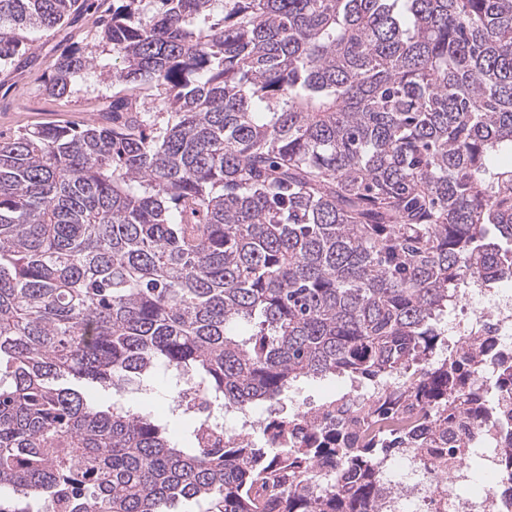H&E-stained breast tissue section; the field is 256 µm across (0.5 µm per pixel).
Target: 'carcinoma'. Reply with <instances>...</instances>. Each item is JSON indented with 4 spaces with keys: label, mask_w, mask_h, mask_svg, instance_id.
Wrapping results in <instances>:
<instances>
[{
    "label": "carcinoma",
    "mask_w": 512,
    "mask_h": 512,
    "mask_svg": "<svg viewBox=\"0 0 512 512\" xmlns=\"http://www.w3.org/2000/svg\"><path fill=\"white\" fill-rule=\"evenodd\" d=\"M88 2L0 0V67ZM94 24L42 90L94 74L101 119L0 134V512H374L380 457L454 462L480 397L432 357L464 279L512 275V0H120ZM153 366L208 406L400 376L375 412L441 411L179 442L93 400Z\"/></svg>",
    "instance_id": "obj_1"
}]
</instances>
